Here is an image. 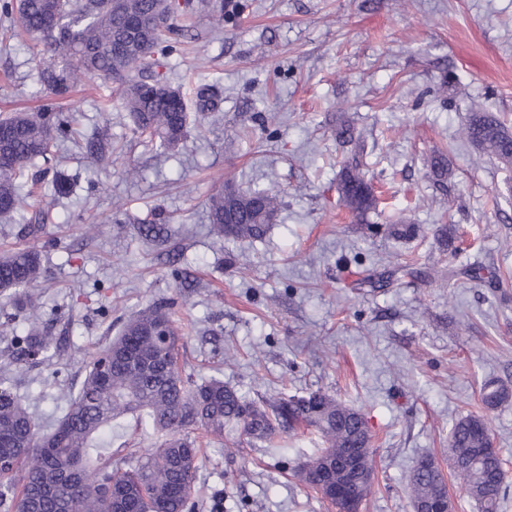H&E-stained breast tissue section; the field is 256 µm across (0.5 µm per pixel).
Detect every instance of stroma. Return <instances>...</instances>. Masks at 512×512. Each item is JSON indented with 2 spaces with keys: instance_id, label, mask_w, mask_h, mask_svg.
<instances>
[{
  "instance_id": "stroma-1",
  "label": "stroma",
  "mask_w": 512,
  "mask_h": 512,
  "mask_svg": "<svg viewBox=\"0 0 512 512\" xmlns=\"http://www.w3.org/2000/svg\"><path fill=\"white\" fill-rule=\"evenodd\" d=\"M226 2L222 29L196 15L162 69L187 100L204 85L218 99L172 154L133 135L116 83L87 79L60 100L86 138L108 131L112 150L97 159L67 143L55 162L78 181L44 227L46 280L32 294L61 353L23 366L17 393L51 425L123 323L172 298L195 327L180 351L187 371L255 400L320 391L364 415L374 478L361 512H413L407 475L425 456L453 512H479L448 432L483 415L512 471V398L482 400L487 380L512 388V166L459 132L476 109L512 123V0ZM29 43L21 31L0 39V115L52 100ZM340 111L365 144L376 198L361 219L339 200L354 150L333 132ZM436 151L448 156L442 185L427 166ZM229 181L280 190L264 240L209 235L206 201ZM400 221L422 237L394 240ZM145 222L168 225V241L139 238ZM175 254L197 287H176ZM363 267L389 286L355 285ZM316 442L304 425L234 452L202 438L195 512H336L295 475Z\"/></svg>"
}]
</instances>
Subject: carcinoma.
<instances>
[{
	"instance_id": "1",
	"label": "carcinoma",
	"mask_w": 512,
	"mask_h": 512,
	"mask_svg": "<svg viewBox=\"0 0 512 512\" xmlns=\"http://www.w3.org/2000/svg\"><path fill=\"white\" fill-rule=\"evenodd\" d=\"M0 0V17L16 24L32 41V53L48 59L38 72L44 91L66 97L91 77L118 84L121 107L133 131L147 134L165 151L186 137L188 105L183 92L155 91L156 54L169 55L185 22L200 7L224 22V0ZM52 15L53 22L47 21ZM135 17L160 19L136 33ZM74 113L43 108L14 112L0 119L10 131L0 138V215L17 214L23 237L42 233L52 219L56 198L66 193L53 179L51 193L38 194L30 212L20 194L39 183L35 168L54 159L60 142L77 139ZM467 137L505 165L512 163V130L499 118L475 113ZM343 204L362 217L375 196L357 159L343 165L338 183ZM280 191L262 188L240 192L229 186L207 199L209 233L218 241L261 240L277 220ZM45 277L42 252L35 247L0 254V298L14 313L9 320L27 325L14 337L3 367L38 358L49 361L55 344L40 321L28 290ZM173 299L154 301L127 320L118 336L86 366L78 390L50 431L22 405L16 378L0 375V509L3 512H194V487L201 448L194 431L202 430L235 445L272 441L279 433L305 424L319 434L329 455L350 448L371 456L372 435L358 411L321 392L274 401L248 400L216 378L198 382L182 374L178 344L183 335ZM508 398L503 385H486L483 401L496 406ZM132 417L136 426L157 436L150 448L112 450V423ZM490 428L478 415L458 419L449 448L456 475L481 512H498L508 487L500 454L487 453ZM412 503L438 502L445 496L444 475L435 461L423 458L409 475Z\"/></svg>"
}]
</instances>
